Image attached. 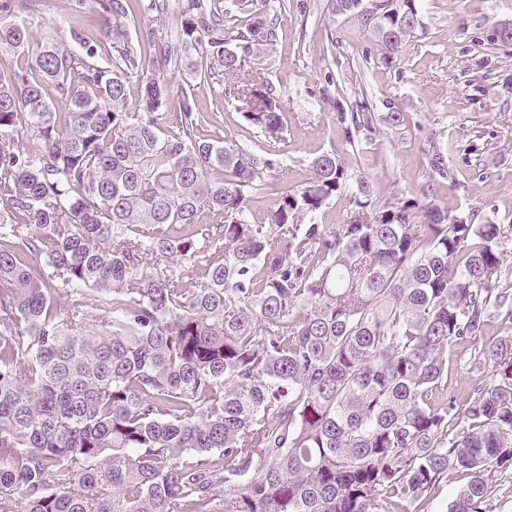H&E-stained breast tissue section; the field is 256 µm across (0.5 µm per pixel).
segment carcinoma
I'll return each instance as SVG.
<instances>
[{
  "label": "carcinoma",
  "instance_id": "cac0c4a2",
  "mask_svg": "<svg viewBox=\"0 0 512 512\" xmlns=\"http://www.w3.org/2000/svg\"><path fill=\"white\" fill-rule=\"evenodd\" d=\"M32 2L0 0L14 59L0 66V504L423 512L462 470L447 512H485L489 476L512 469V340L485 336L491 318L512 321L500 225L428 193L377 205L334 150L276 188V154L201 135L189 87L162 128L170 70L219 78L269 142L285 138L250 74L277 38L267 0H71L104 41L49 25L35 48ZM375 9L367 33L388 66L416 0ZM336 119L353 139L405 116L362 105ZM264 189L275 200L257 221ZM346 189V222L316 223ZM90 292L111 295L95 324ZM461 344L491 379L459 411L445 382Z\"/></svg>",
  "mask_w": 512,
  "mask_h": 512
}]
</instances>
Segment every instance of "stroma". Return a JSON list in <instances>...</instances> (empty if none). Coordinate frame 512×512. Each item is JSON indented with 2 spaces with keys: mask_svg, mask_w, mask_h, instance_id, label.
I'll list each match as a JSON object with an SVG mask.
<instances>
[{
  "mask_svg": "<svg viewBox=\"0 0 512 512\" xmlns=\"http://www.w3.org/2000/svg\"><path fill=\"white\" fill-rule=\"evenodd\" d=\"M277 40L252 66L257 81L272 86L288 132L276 148L281 161L271 180L293 188L310 176L309 161L336 150L351 175L365 174L372 201L421 195L433 186V198L449 213L473 216L475 223L500 225L502 278L512 287V45L495 41L497 24L512 22V0H418L420 24L391 65L374 59L371 37L356 19L332 14L327 0H274ZM42 24L32 25V43L45 35L44 22L56 24L61 40L84 26L91 40L99 26H85L69 9V0H37ZM330 88L336 109L320 101ZM199 112L218 115L227 140L261 154L267 138L250 125L233 97H221L217 80L196 81ZM383 113L405 115L402 126L378 125L355 140L336 119L355 103ZM443 155L446 176L429 166ZM471 348L448 355V394L465 408L482 379L469 365Z\"/></svg>",
  "mask_w": 512,
  "mask_h": 512,
  "instance_id": "obj_1",
  "label": "stroma"
}]
</instances>
